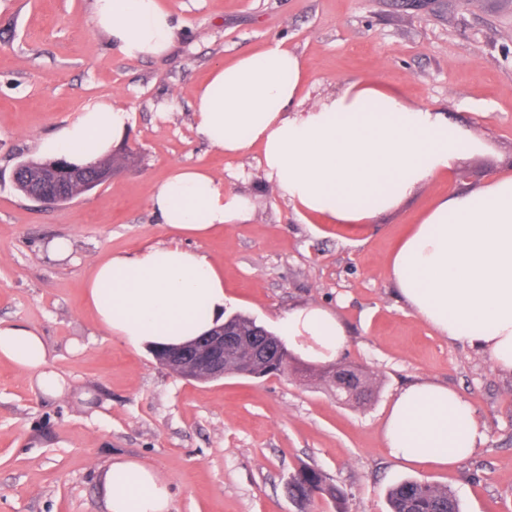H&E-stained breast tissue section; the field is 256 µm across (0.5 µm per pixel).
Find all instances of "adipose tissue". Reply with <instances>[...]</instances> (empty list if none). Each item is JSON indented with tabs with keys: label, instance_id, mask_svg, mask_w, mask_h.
Masks as SVG:
<instances>
[{
	"label": "adipose tissue",
	"instance_id": "1",
	"mask_svg": "<svg viewBox=\"0 0 512 512\" xmlns=\"http://www.w3.org/2000/svg\"><path fill=\"white\" fill-rule=\"evenodd\" d=\"M92 18L131 60L162 55L176 38L161 0H93ZM308 95L301 58L276 41L215 64L194 105L197 132L210 147L228 156L259 147L267 184L304 218L372 223L423 183L453 178L457 160L483 149L442 111L409 104L390 85L356 80L313 105ZM129 123L122 105L96 101L38 139L36 151L88 164L111 155ZM149 203L172 241L95 263L86 283L100 328L135 348L182 344L223 323L219 269L180 239L245 223L252 212L250 197L202 168H175ZM389 275L439 335L512 375V171L439 199L394 250ZM279 332L289 347L323 361L347 342L335 315L314 305L289 311ZM0 360L33 376L41 392L63 393L64 380L33 327L0 320ZM382 437L397 461L449 469L482 447L486 433L462 395L420 380L394 397ZM102 481L107 512H171L168 483L142 462L112 461Z\"/></svg>",
	"mask_w": 512,
	"mask_h": 512
}]
</instances>
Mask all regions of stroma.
Returning a JSON list of instances; mask_svg holds the SVG:
<instances>
[{"instance_id":"obj_1","label":"stroma","mask_w":512,"mask_h":512,"mask_svg":"<svg viewBox=\"0 0 512 512\" xmlns=\"http://www.w3.org/2000/svg\"><path fill=\"white\" fill-rule=\"evenodd\" d=\"M178 35L167 53L125 58L92 22L91 0H0V320L40 332L66 380L44 395L0 360V512H107L101 472L135 459L167 480L173 512H336L328 497L288 495L302 467L345 494V512H387L406 478L448 487L461 512H512V375L438 335L401 301L388 259L449 190L471 191L512 164V0H162ZM287 40L303 60L311 100L352 80L398 87L485 142L457 162L463 177L423 184L363 225L306 224L270 191L258 149L230 157L196 132L197 88L212 66ZM96 100L131 113L111 182L45 206L19 192L18 163ZM201 165L252 198L250 221L185 246L224 272L229 314L269 330L289 310H332L372 395L343 403L325 362L260 379L186 380L151 352L108 336L86 306L92 265L172 236L149 206L177 166ZM58 237L72 257L48 256ZM421 378L457 390L486 428L483 448L454 469L392 459L382 426L393 396Z\"/></svg>"}]
</instances>
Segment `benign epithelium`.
Masks as SVG:
<instances>
[{
    "label": "benign epithelium",
    "mask_w": 512,
    "mask_h": 512,
    "mask_svg": "<svg viewBox=\"0 0 512 512\" xmlns=\"http://www.w3.org/2000/svg\"><path fill=\"white\" fill-rule=\"evenodd\" d=\"M63 174L71 176L74 182L88 180L87 186L90 188L112 180V170L107 168L89 175L82 167L59 163L48 170L28 175L31 183L46 184V188L32 192L30 198L44 205L59 204L66 192V186L60 180ZM239 343V337L228 334L220 325L190 343L164 350L156 355L155 360L184 379L218 380L225 376L224 352L237 347Z\"/></svg>",
    "instance_id": "benign-epithelium-1"
}]
</instances>
